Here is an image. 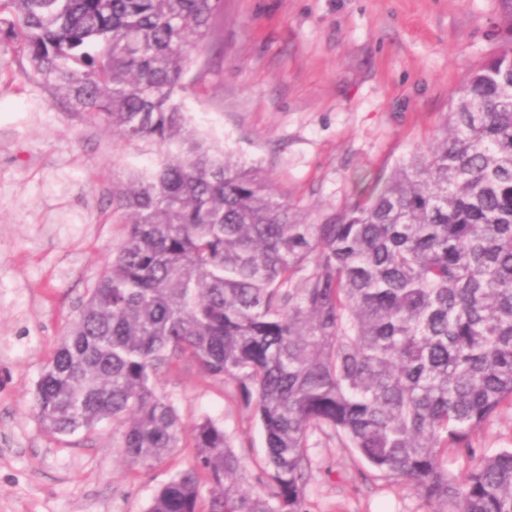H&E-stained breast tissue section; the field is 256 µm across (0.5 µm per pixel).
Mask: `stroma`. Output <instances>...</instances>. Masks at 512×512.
Returning a JSON list of instances; mask_svg holds the SVG:
<instances>
[{"label": "stroma", "instance_id": "stroma-1", "mask_svg": "<svg viewBox=\"0 0 512 512\" xmlns=\"http://www.w3.org/2000/svg\"><path fill=\"white\" fill-rule=\"evenodd\" d=\"M512 0H224L218 44L192 63L197 132L260 167L305 210L339 208L435 134L464 76L505 45ZM155 155L88 128L54 90L0 52V512H146L192 456L182 440L149 467L124 463L122 429L71 436L39 422L33 391L125 228L108 198ZM159 386L184 426L221 423L264 481L259 423L222 381L187 362ZM309 512H430L335 438L314 433ZM512 448V410L489 421L450 472Z\"/></svg>", "mask_w": 512, "mask_h": 512}]
</instances>
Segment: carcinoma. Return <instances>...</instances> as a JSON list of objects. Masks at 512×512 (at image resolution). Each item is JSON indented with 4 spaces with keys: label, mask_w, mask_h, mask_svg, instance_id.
<instances>
[{
    "label": "carcinoma",
    "mask_w": 512,
    "mask_h": 512,
    "mask_svg": "<svg viewBox=\"0 0 512 512\" xmlns=\"http://www.w3.org/2000/svg\"><path fill=\"white\" fill-rule=\"evenodd\" d=\"M222 0H0V43L88 126L159 147L112 192L126 225L34 389L51 433L123 427L130 465L180 446L157 386L181 360L263 430V489L211 418L146 512H308L309 439L336 436L433 512H512V449L448 454L512 409V16L431 142L323 214L189 127Z\"/></svg>",
    "instance_id": "obj_1"
}]
</instances>
